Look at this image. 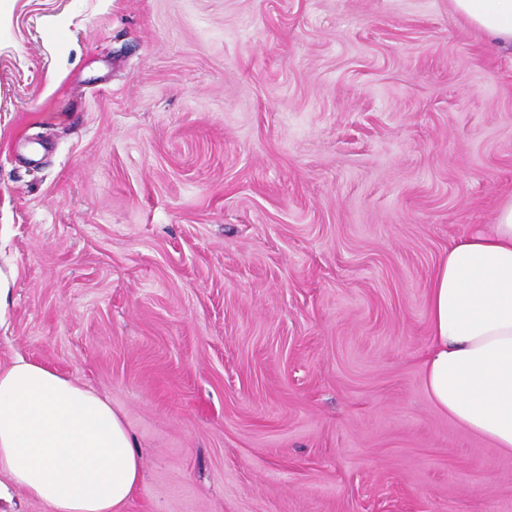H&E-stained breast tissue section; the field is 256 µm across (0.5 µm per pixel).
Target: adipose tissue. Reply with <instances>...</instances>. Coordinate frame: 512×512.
Wrapping results in <instances>:
<instances>
[{
	"label": "adipose tissue",
	"instance_id": "1",
	"mask_svg": "<svg viewBox=\"0 0 512 512\" xmlns=\"http://www.w3.org/2000/svg\"><path fill=\"white\" fill-rule=\"evenodd\" d=\"M472 27L512 49V0H453ZM422 360L435 407L512 452V202L489 233L455 241L428 291ZM0 475L50 512H123L141 454L109 400L46 364L0 366Z\"/></svg>",
	"mask_w": 512,
	"mask_h": 512
}]
</instances>
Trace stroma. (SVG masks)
Wrapping results in <instances>:
<instances>
[{
	"instance_id": "1",
	"label": "stroma",
	"mask_w": 512,
	"mask_h": 512,
	"mask_svg": "<svg viewBox=\"0 0 512 512\" xmlns=\"http://www.w3.org/2000/svg\"><path fill=\"white\" fill-rule=\"evenodd\" d=\"M512 201V58L451 0H0V365L105 395L125 512H512L424 386Z\"/></svg>"
}]
</instances>
